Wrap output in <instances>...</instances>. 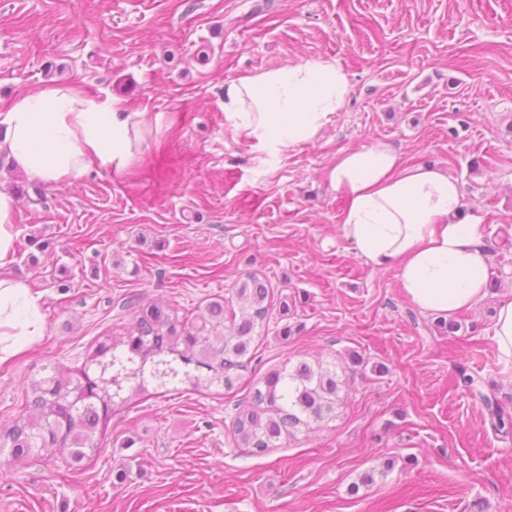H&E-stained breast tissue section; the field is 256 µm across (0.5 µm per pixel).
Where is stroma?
I'll list each match as a JSON object with an SVG mask.
<instances>
[{"instance_id": "35a3bbf8", "label": "stroma", "mask_w": 512, "mask_h": 512, "mask_svg": "<svg viewBox=\"0 0 512 512\" xmlns=\"http://www.w3.org/2000/svg\"><path fill=\"white\" fill-rule=\"evenodd\" d=\"M256 2L0 0V110L57 81L159 121L132 176L97 163L19 199L9 272L42 294L45 334L0 364V426L31 380L83 368L141 304L196 316L250 274L274 292L232 391L137 398L77 469L0 452V512H512V435L455 383L462 367L481 375L512 414V364L492 338L512 299V0ZM323 57L350 95L316 144L273 154L232 131L225 81ZM379 141L457 178L462 212L482 219L498 285L457 313L455 335L344 236L327 171ZM302 359L346 370L335 421L262 456L238 447L236 404Z\"/></svg>"}]
</instances>
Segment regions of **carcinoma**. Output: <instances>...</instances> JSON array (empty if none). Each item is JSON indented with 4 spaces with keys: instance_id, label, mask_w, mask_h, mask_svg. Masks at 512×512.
Segmentation results:
<instances>
[{
    "instance_id": "obj_1",
    "label": "carcinoma",
    "mask_w": 512,
    "mask_h": 512,
    "mask_svg": "<svg viewBox=\"0 0 512 512\" xmlns=\"http://www.w3.org/2000/svg\"><path fill=\"white\" fill-rule=\"evenodd\" d=\"M242 316L232 315L224 327L226 299L211 301L205 314L182 321L178 315L150 305L135 311L125 333L99 343L84 369L74 374L55 371L32 381L22 415L0 427V449L11 448L21 457L37 451L54 457L70 451L81 462L85 449L97 448L100 425L114 408L130 403L132 396L112 393L113 381L106 377L110 367L134 361L141 373L130 379L131 391L147 392L145 375L159 359L177 360L193 367L187 380L206 387L233 388L239 371L252 361V342L260 334L269 314L270 289L255 278L240 282L233 291ZM457 385L468 388L489 414L495 431L512 433V416L506 414L495 396L481 389V381L461 371ZM343 379L334 369L306 361L285 363L271 369L250 388L249 405L237 409L232 429L237 444L261 454L282 442L298 439L311 424L336 419V401Z\"/></svg>"
}]
</instances>
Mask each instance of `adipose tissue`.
Listing matches in <instances>:
<instances>
[{"label": "adipose tissue", "instance_id": "1", "mask_svg": "<svg viewBox=\"0 0 512 512\" xmlns=\"http://www.w3.org/2000/svg\"><path fill=\"white\" fill-rule=\"evenodd\" d=\"M350 93L344 70L320 58L258 69L224 84V115L257 148L275 153L315 143ZM152 121L123 99L87 96L67 84L19 94L0 112V153L29 179L62 183L99 161L129 175L142 161ZM346 200L345 237L376 268L396 272L419 310L453 314L488 294V257L475 215H462L457 179L408 166L383 143L337 154L328 173ZM42 297L0 277V363L44 335Z\"/></svg>", "mask_w": 512, "mask_h": 512}]
</instances>
